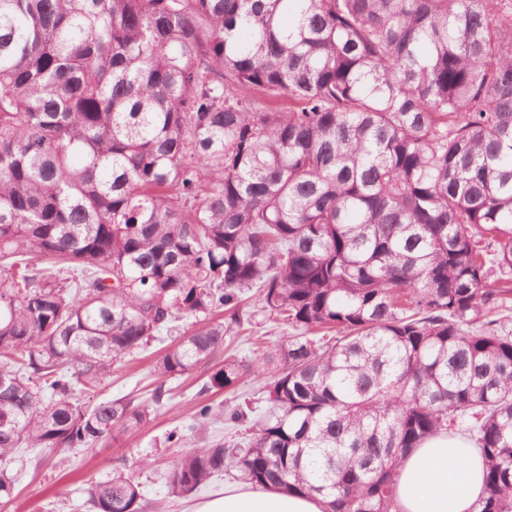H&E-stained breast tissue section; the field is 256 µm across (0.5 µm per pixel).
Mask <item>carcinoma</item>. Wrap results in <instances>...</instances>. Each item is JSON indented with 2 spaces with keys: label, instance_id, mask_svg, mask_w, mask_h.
<instances>
[{
  "label": "carcinoma",
  "instance_id": "1",
  "mask_svg": "<svg viewBox=\"0 0 512 512\" xmlns=\"http://www.w3.org/2000/svg\"><path fill=\"white\" fill-rule=\"evenodd\" d=\"M253 296L295 331L267 379L256 339L268 410L172 493L396 512L461 434L512 512V0H0V465L146 427L112 368L190 320L155 365L189 373ZM88 494L144 512L118 471Z\"/></svg>",
  "mask_w": 512,
  "mask_h": 512
}]
</instances>
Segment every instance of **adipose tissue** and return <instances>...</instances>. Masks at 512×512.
I'll return each instance as SVG.
<instances>
[{"label": "adipose tissue", "instance_id": "ef3b65f1", "mask_svg": "<svg viewBox=\"0 0 512 512\" xmlns=\"http://www.w3.org/2000/svg\"><path fill=\"white\" fill-rule=\"evenodd\" d=\"M483 459L465 436L437 435L411 451L399 469V512H480ZM321 497L230 486L196 503L192 512H326Z\"/></svg>", "mask_w": 512, "mask_h": 512}]
</instances>
